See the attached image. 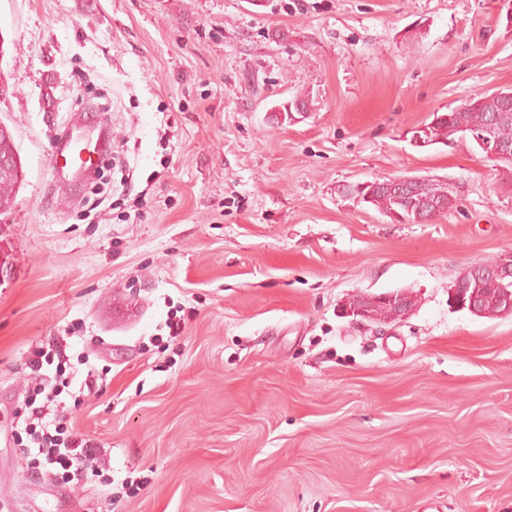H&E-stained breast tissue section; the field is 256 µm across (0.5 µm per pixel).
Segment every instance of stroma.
Wrapping results in <instances>:
<instances>
[{
	"label": "stroma",
	"mask_w": 512,
	"mask_h": 512,
	"mask_svg": "<svg viewBox=\"0 0 512 512\" xmlns=\"http://www.w3.org/2000/svg\"><path fill=\"white\" fill-rule=\"evenodd\" d=\"M508 87L512 0H0L22 164L0 214V502L512 512V315L449 300L512 252V165L412 142ZM66 130L106 133L95 177L54 169ZM380 175L452 206L392 222L347 193ZM401 291L407 314L347 312ZM72 325L105 374L68 416L109 487L40 475L13 443L28 350Z\"/></svg>",
	"instance_id": "obj_1"
}]
</instances>
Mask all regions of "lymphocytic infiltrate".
I'll use <instances>...</instances> for the list:
<instances>
[{"label": "lymphocytic infiltrate", "instance_id": "lymphocytic-infiltrate-1", "mask_svg": "<svg viewBox=\"0 0 512 512\" xmlns=\"http://www.w3.org/2000/svg\"><path fill=\"white\" fill-rule=\"evenodd\" d=\"M84 366V379L69 372L67 363ZM54 366L55 376L46 379L44 367ZM35 387L26 402L25 427L16 443L28 465L56 478L68 479L73 468L97 465L100 451L92 439L72 431L67 419V402H80L93 390L100 374L87 351L75 350L68 341L56 346H38L26 359Z\"/></svg>", "mask_w": 512, "mask_h": 512}]
</instances>
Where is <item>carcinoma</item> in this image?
<instances>
[{
  "mask_svg": "<svg viewBox=\"0 0 512 512\" xmlns=\"http://www.w3.org/2000/svg\"><path fill=\"white\" fill-rule=\"evenodd\" d=\"M437 121L431 128L432 137L448 139V129L454 128L462 132H476L487 127L492 119H497L496 136L507 143L512 142V109L506 110L497 99L478 95L467 101L463 106L446 112L434 113ZM21 165L0 167V211L11 209L14 203L15 189L19 183ZM348 193L359 197L363 203L374 207L389 217L397 212L405 218V222H414L415 209H427L429 200L435 198L440 202L442 211L452 206L448 190L438 184L425 183L422 191L405 200H398L383 189L365 188L361 191L348 190ZM492 263L481 264L479 272L483 276L472 278L468 294L476 296L480 308L490 317L497 316L503 305L505 292L512 293L509 280L497 279L489 273Z\"/></svg>",
  "mask_w": 512,
  "mask_h": 512,
  "instance_id": "cac0c4a2",
  "label": "carcinoma"
}]
</instances>
